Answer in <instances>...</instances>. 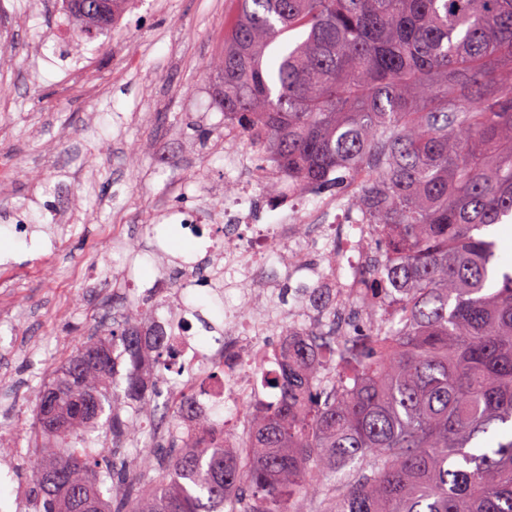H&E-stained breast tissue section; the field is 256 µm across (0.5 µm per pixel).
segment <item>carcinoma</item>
Instances as JSON below:
<instances>
[{"instance_id":"1","label":"carcinoma","mask_w":512,"mask_h":512,"mask_svg":"<svg viewBox=\"0 0 512 512\" xmlns=\"http://www.w3.org/2000/svg\"><path fill=\"white\" fill-rule=\"evenodd\" d=\"M129 4L65 0L81 34ZM211 68L224 126L288 178L360 179L368 286L400 315L365 308L360 342L286 328L264 376L279 396L229 445L203 414L180 435L193 392H163L170 344L132 304L31 393L29 512H512V271L488 233L512 216V0H238ZM161 396L156 475L132 472L114 449ZM104 415L112 447L90 453Z\"/></svg>"}]
</instances>
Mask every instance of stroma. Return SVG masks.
Wrapping results in <instances>:
<instances>
[{"label":"stroma","instance_id":"obj_1","mask_svg":"<svg viewBox=\"0 0 512 512\" xmlns=\"http://www.w3.org/2000/svg\"><path fill=\"white\" fill-rule=\"evenodd\" d=\"M62 0H0V428H30L79 342L146 285L180 279L176 204L224 195L211 59L236 0H134L121 28L77 36ZM137 164H130V154ZM27 223L19 236L13 227ZM138 254L118 252L113 225ZM159 225L160 234L148 231ZM167 259H157V249ZM138 288L112 286L119 270Z\"/></svg>","mask_w":512,"mask_h":512}]
</instances>
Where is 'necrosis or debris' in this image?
I'll use <instances>...</instances> for the list:
<instances>
[{
    "label": "necrosis or debris",
    "instance_id": "4bbe7bcc",
    "mask_svg": "<svg viewBox=\"0 0 512 512\" xmlns=\"http://www.w3.org/2000/svg\"><path fill=\"white\" fill-rule=\"evenodd\" d=\"M254 169L253 178L238 183L236 195L225 200L220 222L213 227L224 237L223 252L210 249L205 254L209 272L225 294L238 300V307L225 315L223 327L211 340L203 342L193 331L198 308L185 304L182 294L171 293L167 299L175 319L161 324L163 332L175 325L182 331L170 377L174 390L201 382L222 362L224 352H234L223 386H210L205 400L196 406L210 412L223 409L237 436L245 430L249 404L261 395L260 378L273 366L259 342L263 326L277 327L292 319L340 340L354 338L353 316L362 310L367 270L373 263L364 246L372 227L362 223L345 196L328 197L312 209L307 199L315 195V188L298 187L288 195L284 223H264L263 212L253 200L267 183L286 181L287 176L271 165ZM277 243L292 248V265L267 264V254ZM304 279L326 289L328 305L318 307L310 293L300 292L288 310L275 312L283 285Z\"/></svg>",
    "mask_w": 512,
    "mask_h": 512
}]
</instances>
